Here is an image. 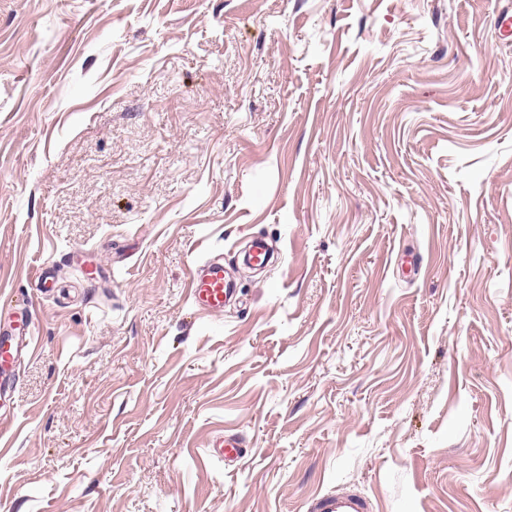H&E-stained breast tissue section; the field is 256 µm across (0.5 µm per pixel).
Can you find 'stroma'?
<instances>
[{
    "mask_svg": "<svg viewBox=\"0 0 512 512\" xmlns=\"http://www.w3.org/2000/svg\"><path fill=\"white\" fill-rule=\"evenodd\" d=\"M506 11L0 0V512H512ZM188 290L191 299L202 311L223 313L230 292L224 279V265L213 262L204 269L191 271ZM206 453L210 457H216L224 460L225 463H230L243 455V443L238 437L227 435L212 441L206 448ZM310 509L313 512H371L370 502L355 493H328L315 500Z\"/></svg>",
    "mask_w": 512,
    "mask_h": 512,
    "instance_id": "stroma-1",
    "label": "stroma"
}]
</instances>
